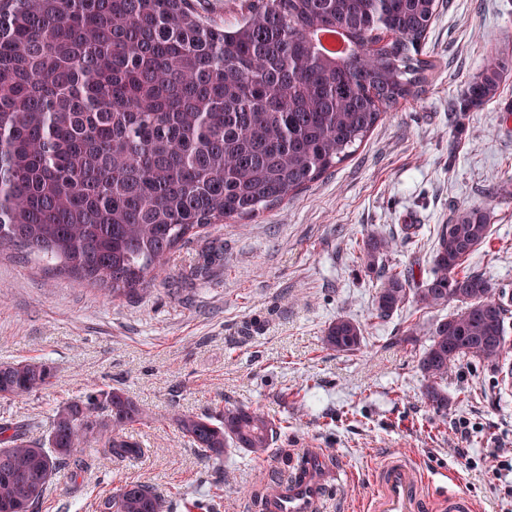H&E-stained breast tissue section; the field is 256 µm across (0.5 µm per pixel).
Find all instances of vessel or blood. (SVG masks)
<instances>
[{"instance_id": "1", "label": "vessel or blood", "mask_w": 512, "mask_h": 512, "mask_svg": "<svg viewBox=\"0 0 512 512\" xmlns=\"http://www.w3.org/2000/svg\"><path fill=\"white\" fill-rule=\"evenodd\" d=\"M330 469L329 458L316 449H303L299 469L263 485L259 496L263 512H331ZM425 481L417 466L392 458L379 472L369 512H474L471 499L461 493L431 500Z\"/></svg>"}]
</instances>
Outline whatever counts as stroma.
<instances>
[{
  "label": "stroma",
  "mask_w": 512,
  "mask_h": 512,
  "mask_svg": "<svg viewBox=\"0 0 512 512\" xmlns=\"http://www.w3.org/2000/svg\"><path fill=\"white\" fill-rule=\"evenodd\" d=\"M433 61L422 93L383 115L346 160L257 217L215 224L179 245L169 275L117 299L16 253H0V362L48 360L52 387L0 403V417L41 437L54 408L91 389L123 388L145 420L128 427L147 453L97 459L79 475L62 469L38 512H100L124 484L141 483L166 512H259L261 480L322 448L350 476L336 512H360L376 471L393 456L424 467L428 491L469 495L475 512H512L506 480L488 471L512 452V389L496 365L465 361L448 372V415L426 407L418 359L431 324L456 314L406 303L373 315L383 269L425 278L449 209L484 207L490 235L466 262L512 300V79L483 106L462 110L467 82L489 54H512V0H449L425 40ZM418 225L402 238L401 227ZM396 234L381 267L367 268L368 234ZM345 316L365 329L354 353L324 331ZM415 331L416 344L405 343ZM260 407L283 422L269 458L241 450L205 461L180 436L184 413Z\"/></svg>",
  "instance_id": "1"
}]
</instances>
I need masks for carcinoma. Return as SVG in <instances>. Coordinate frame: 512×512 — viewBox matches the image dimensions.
Instances as JSON below:
<instances>
[{"mask_svg":"<svg viewBox=\"0 0 512 512\" xmlns=\"http://www.w3.org/2000/svg\"><path fill=\"white\" fill-rule=\"evenodd\" d=\"M437 0H240L242 19L210 24L198 0H0V252L26 257L107 297L144 292L166 278L169 256L198 230L252 218L348 158L381 116L417 98L431 64L422 45ZM389 31L385 42L380 35ZM319 32L350 39L338 57ZM512 74L494 53L468 83L463 108L492 100ZM480 207L439 226L429 276L383 275L373 314L412 301L463 308L429 329L419 357L423 398L448 414L443 383L465 360L500 362L512 305L484 276L462 268L489 236ZM393 240L363 239V260ZM360 323L339 316L325 345L352 353ZM44 360L0 362V400L53 386ZM146 411L119 387L53 410L45 436L0 421V512H36L64 465L138 459L127 427ZM199 455L228 448L268 456L281 426L263 410L226 406L176 419ZM94 446L93 453L77 455ZM102 512H163L149 487L127 484Z\"/></svg>","mask_w":512,"mask_h":512,"instance_id":"cac0c4a2","label":"carcinoma"}]
</instances>
